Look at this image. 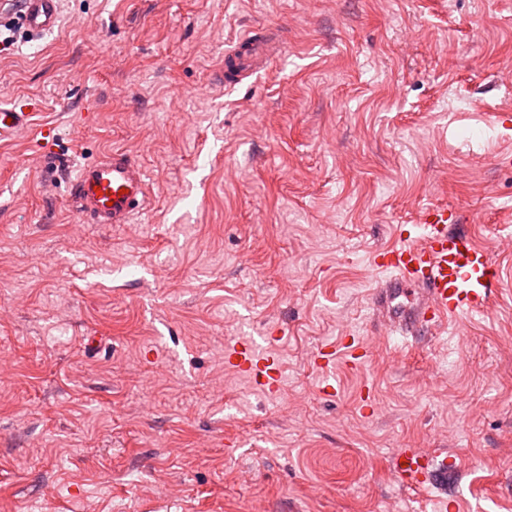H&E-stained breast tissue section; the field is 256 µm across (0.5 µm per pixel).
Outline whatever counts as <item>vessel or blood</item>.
Instances as JSON below:
<instances>
[{
    "instance_id": "b4317fda",
    "label": "vessel or blood",
    "mask_w": 512,
    "mask_h": 512,
    "mask_svg": "<svg viewBox=\"0 0 512 512\" xmlns=\"http://www.w3.org/2000/svg\"><path fill=\"white\" fill-rule=\"evenodd\" d=\"M59 12V0H20V20L35 39L54 31ZM270 55L264 41L249 34L240 38L235 49L224 56L225 84L241 82L264 67ZM37 115L36 103L27 99L0 103V141L25 130L35 131L41 141H53L54 126L37 123ZM70 188L76 209L89 224L130 223L148 203L145 171L120 150L81 164ZM465 220L458 209L428 206L418 223L400 230L399 243L374 252L371 264L386 276L380 296L393 298L412 292L419 298L413 315H393L382 324L383 334L433 335L446 330L450 321L470 319L484 310L501 280L500 270L489 252L465 230ZM371 351L367 339L351 336L342 345L320 347L314 365L327 375L340 359L358 368ZM226 359L256 385L270 392L278 390L276 361L259 352L252 340H238L227 350ZM390 471L403 485L424 488L455 479L457 463L445 451L400 448L391 457Z\"/></svg>"
}]
</instances>
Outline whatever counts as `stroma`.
Returning <instances> with one entry per match:
<instances>
[{
  "label": "stroma",
  "instance_id": "1",
  "mask_svg": "<svg viewBox=\"0 0 512 512\" xmlns=\"http://www.w3.org/2000/svg\"><path fill=\"white\" fill-rule=\"evenodd\" d=\"M278 32L224 84V52ZM0 48V102L57 135L0 142V512H512V0H63ZM128 151V224H87L80 164ZM504 276L462 335L380 339L371 254L427 205ZM336 395L311 363L348 334ZM277 358L268 393L224 359ZM375 408L366 412L364 393ZM459 471L416 491L399 448ZM341 348L335 344L325 345L314 355L315 367L325 374L324 385L320 390L325 395L336 393V387L330 381V377L337 359L345 360L352 368H359L365 364L372 351L371 343L362 336H349L341 344Z\"/></svg>",
  "mask_w": 512,
  "mask_h": 512
}]
</instances>
